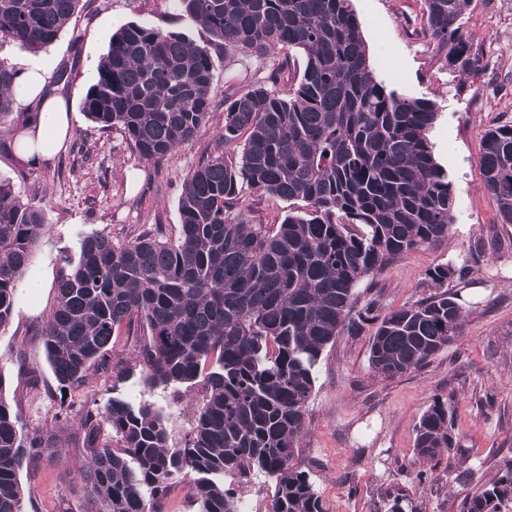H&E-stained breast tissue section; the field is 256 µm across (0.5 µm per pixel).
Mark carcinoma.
Masks as SVG:
<instances>
[{
	"label": "carcinoma",
	"instance_id": "obj_1",
	"mask_svg": "<svg viewBox=\"0 0 512 512\" xmlns=\"http://www.w3.org/2000/svg\"><path fill=\"white\" fill-rule=\"evenodd\" d=\"M79 2L0 0V40L38 52ZM177 2L208 44L131 22L112 35L83 101L88 118L122 131L140 159L171 155L208 123L212 49L298 51L302 76L285 96L255 85L224 98L215 148L185 180L176 239L145 234L116 246L98 232L82 238L37 342L63 389L107 363L121 328L143 326L148 336L112 364V377L137 375L181 399L193 393L179 446L147 400L114 397L83 413L82 481L97 512H167L171 486L191 475L195 512H241L224 475L252 473L275 482L271 512H325L309 472L293 461L326 348L370 325V368L393 378L429 362L466 323L458 290L466 273L449 262L429 271L435 292L424 300L384 315L373 302L359 305L361 285L390 260L448 241L455 196L428 138L435 103L376 77L351 0ZM423 2L436 52L461 73L481 71L484 54L462 24L471 0ZM15 75L0 61V125L13 113ZM479 167L501 223L512 224L511 123L484 132ZM242 181L308 210L290 209L265 231L234 208ZM45 228L43 209L0 180V329L13 319L17 281ZM105 425L112 435L104 440ZM55 447L52 436L23 431L0 395V512H23L20 473ZM415 452L465 462L448 400L421 415ZM508 501L512 459L464 498L462 512H502Z\"/></svg>",
	"mask_w": 512,
	"mask_h": 512
}]
</instances>
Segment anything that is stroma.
<instances>
[{"instance_id": "1", "label": "stroma", "mask_w": 512, "mask_h": 512, "mask_svg": "<svg viewBox=\"0 0 512 512\" xmlns=\"http://www.w3.org/2000/svg\"><path fill=\"white\" fill-rule=\"evenodd\" d=\"M352 7L377 77L399 93L436 102L438 118L429 138L455 194L448 241L390 262L360 300L377 301L384 313L410 306L431 295L429 270L451 262L469 271L462 291L466 326L463 336L422 368L392 379L375 375L369 366L370 329L338 337L323 354L295 461L311 471L326 512H385L388 494L399 489L406 491L413 512H460L478 482L512 459V224L501 223L479 169L484 132L512 122V10L471 0L463 29L487 66L462 74L436 54L425 33L422 0H352ZM131 22L179 32L198 44L206 39L176 0H81L52 45L34 54L0 41V61L15 69L34 62L52 73L67 67L68 84L51 81L46 91L78 108L91 85L88 69L97 68L113 33ZM302 70V58L289 61L278 51L230 61L217 56L211 88L216 109L196 137L159 161L140 160L121 131H99L82 114L55 156L35 165L20 163L11 133L23 126L29 107L15 106L12 126L0 128V179L45 212L48 229L34 268L58 277L68 261L77 260L82 237L92 232L108 234L116 244L148 232L177 237L184 181L224 125L225 96L256 84L287 93ZM241 195L253 223L266 227L281 223L289 209L304 208L303 201L291 205L247 186ZM480 238L483 253L472 255ZM54 300L47 294L36 314L16 308L11 324L0 330V396L17 403L23 430L52 434L59 442L22 472L23 512H96L87 492L69 489L80 483L85 463L77 416L90 401L137 400L145 391L135 378L114 382L101 366L82 383L60 390L35 338ZM21 353L28 363L24 372L16 362ZM437 397L450 401L453 433L468 453L472 483L455 481L456 458L428 464L416 458L415 428ZM422 470L428 474L423 481L417 478ZM224 485L249 512H270L272 480L257 476L241 483L228 475Z\"/></svg>"}]
</instances>
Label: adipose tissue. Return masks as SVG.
Returning <instances> with one entry per match:
<instances>
[{
    "instance_id": "ef3b65f1",
    "label": "adipose tissue",
    "mask_w": 512,
    "mask_h": 512,
    "mask_svg": "<svg viewBox=\"0 0 512 512\" xmlns=\"http://www.w3.org/2000/svg\"><path fill=\"white\" fill-rule=\"evenodd\" d=\"M46 75L45 68L34 64L25 66L16 75L14 97L17 103L25 104L37 97L42 100L37 115L14 133L15 155L22 161L53 157L73 133L74 110L63 98L45 94Z\"/></svg>"
}]
</instances>
